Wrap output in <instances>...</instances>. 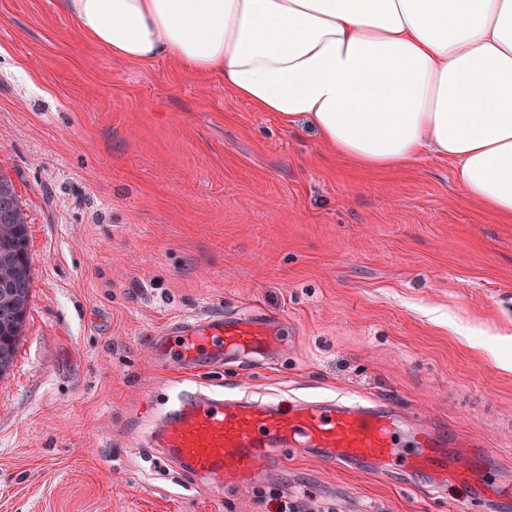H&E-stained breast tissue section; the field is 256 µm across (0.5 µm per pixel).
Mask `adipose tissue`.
<instances>
[{"label":"adipose tissue","mask_w":512,"mask_h":512,"mask_svg":"<svg viewBox=\"0 0 512 512\" xmlns=\"http://www.w3.org/2000/svg\"><path fill=\"white\" fill-rule=\"evenodd\" d=\"M118 60L220 75L367 169L436 155L512 220V0H57Z\"/></svg>","instance_id":"1"}]
</instances>
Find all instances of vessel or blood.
<instances>
[{"label":"vessel or blood","instance_id":"b4317fda","mask_svg":"<svg viewBox=\"0 0 512 512\" xmlns=\"http://www.w3.org/2000/svg\"><path fill=\"white\" fill-rule=\"evenodd\" d=\"M285 346L281 320L251 306L174 320L156 334L153 352L184 372L211 373L243 362L269 367ZM141 445L216 490L262 483L305 455L339 469L367 464L377 474L398 465L406 477H432L441 493L487 474L480 459L465 456L467 441L371 396L297 399L285 408L275 399L183 390Z\"/></svg>","mask_w":512,"mask_h":512}]
</instances>
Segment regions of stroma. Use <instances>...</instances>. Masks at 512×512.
<instances>
[{
  "instance_id": "stroma-1",
  "label": "stroma",
  "mask_w": 512,
  "mask_h": 512,
  "mask_svg": "<svg viewBox=\"0 0 512 512\" xmlns=\"http://www.w3.org/2000/svg\"><path fill=\"white\" fill-rule=\"evenodd\" d=\"M453 162L368 171L307 120L258 112L175 63L116 60L56 0H0V174L28 215L30 308L0 378V512H448L455 492L293 458L221 496L141 447L175 387L384 396L474 442L512 512V222ZM258 305L288 345L268 371L157 362L171 320Z\"/></svg>"
}]
</instances>
